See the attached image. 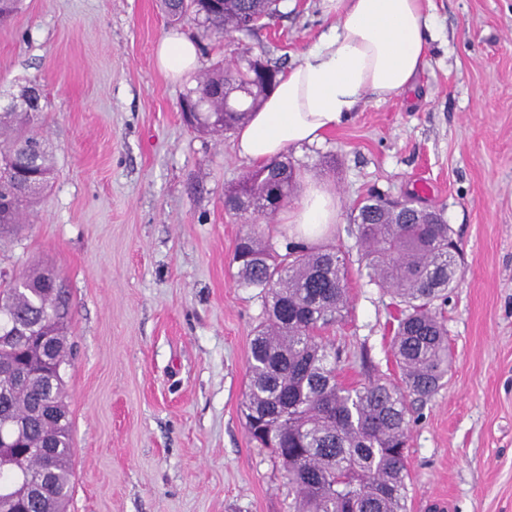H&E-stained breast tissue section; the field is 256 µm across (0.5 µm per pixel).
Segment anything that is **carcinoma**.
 <instances>
[{"mask_svg": "<svg viewBox=\"0 0 512 512\" xmlns=\"http://www.w3.org/2000/svg\"><path fill=\"white\" fill-rule=\"evenodd\" d=\"M282 0H163L168 20L194 15L202 36L253 33L280 12ZM280 70L267 66L254 79L244 66L221 63L200 77L183 101L197 109L195 126L214 135L234 131L260 107ZM42 95L30 87L21 102L0 112V228L22 216L53 178L52 156L35 127ZM296 170L276 158L248 170L225 193L224 209L245 215L246 201L260 215L288 199ZM360 261L370 280L400 305L393 351L402 371L398 387L382 379L356 388L336 374L337 353L323 332L343 318L349 303V268L334 248L287 243L278 252L256 226L238 241L233 262L238 283L259 290L264 321L248 362L243 416L249 435L278 461L294 491V512H405L408 397L426 396L448 374V329L432 302L453 287L458 250L443 210L410 205L400 215L380 194L355 209ZM50 273L39 267L0 283V330L8 333L52 322L17 336L0 349V434L17 440V459L0 468V497L8 512H66L72 492L73 442L62 378L68 347V307ZM21 371L45 373L27 384ZM49 447L51 470L35 497L12 498L23 480H38L39 449Z\"/></svg>", "mask_w": 512, "mask_h": 512, "instance_id": "carcinoma-1", "label": "carcinoma"}]
</instances>
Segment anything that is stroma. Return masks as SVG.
Instances as JSON below:
<instances>
[{"label":"stroma","instance_id":"obj_1","mask_svg":"<svg viewBox=\"0 0 512 512\" xmlns=\"http://www.w3.org/2000/svg\"><path fill=\"white\" fill-rule=\"evenodd\" d=\"M436 26L412 89L365 96L320 143L288 150L331 186L321 240L348 259L349 312L327 336L340 382L400 383L395 300L370 282L350 227L373 191L436 206L461 259L440 311L453 364L414 400L407 512H512V0H431ZM245 36L205 38L197 74L168 78L160 0H23L0 24V110L41 88L54 178L0 235V270H51L66 297L72 423L67 512H292L279 464L242 413L263 303L232 262L246 221L224 208L249 162L187 126L181 99L241 56L289 67L330 26L319 0H283Z\"/></svg>","mask_w":512,"mask_h":512}]
</instances>
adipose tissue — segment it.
Segmentation results:
<instances>
[{
	"label": "adipose tissue",
	"instance_id": "adipose-tissue-1",
	"mask_svg": "<svg viewBox=\"0 0 512 512\" xmlns=\"http://www.w3.org/2000/svg\"><path fill=\"white\" fill-rule=\"evenodd\" d=\"M331 25L282 73L260 108L234 133L239 157L265 163L287 148L320 142L359 107L364 95L402 93L427 65L430 0H321ZM156 63L174 80L199 66L195 43L168 31ZM340 203L325 183L306 179L299 202L282 215L291 234L317 243L337 223Z\"/></svg>",
	"mask_w": 512,
	"mask_h": 512
}]
</instances>
